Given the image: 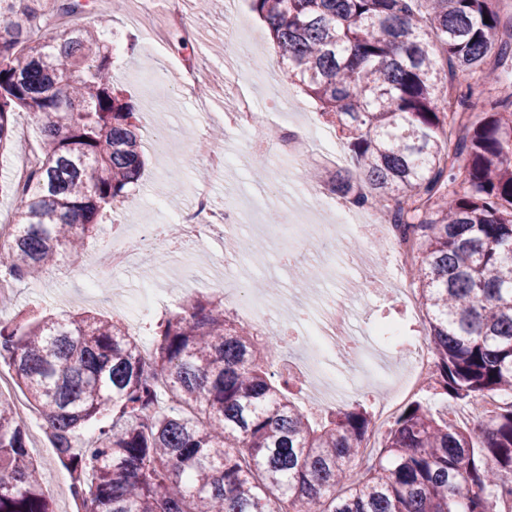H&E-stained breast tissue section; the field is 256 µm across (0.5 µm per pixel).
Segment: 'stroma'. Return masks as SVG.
<instances>
[{"label":"stroma","mask_w":512,"mask_h":512,"mask_svg":"<svg viewBox=\"0 0 512 512\" xmlns=\"http://www.w3.org/2000/svg\"><path fill=\"white\" fill-rule=\"evenodd\" d=\"M161 0L142 6L141 0H91L83 23L97 26L100 36L112 38V74L116 88L125 90L127 100L141 125L146 149V165L139 181L131 185L122 212H105L93 245L87 246L74 262L41 278L16 283L10 306L0 309V320L40 307L57 318L89 312L100 317L122 318L124 306L143 303L148 313L138 325L140 340L151 341L154 324L193 298L222 299L225 309L238 321L256 324L257 316L247 313L244 299L254 295V283H268L283 292L296 288L295 268H304L305 285L320 289L324 296L355 308L359 327L381 321L399 326L404 335L425 331L423 314L402 302L399 289L384 265H377L370 277L376 292H364V274L339 262H324L322 245L316 235L291 242L257 234L250 221H243L235 237L260 255L240 275L239 292L224 291L226 248L222 239L181 242L175 251L153 250L138 258L135 268L122 272L110 287L99 285L95 256L100 243L121 245L132 240L139 225L169 226L172 215L192 200L197 173L205 169L203 159L191 152L193 140L224 129L221 140L235 162L226 176L213 184L212 206L223 209L226 199L239 198L261 222L271 215L280 218L301 216L313 209L310 193L314 187L307 176L316 168L323 174L332 170L322 156L310 154L296 162L277 155L256 157L246 149L247 133L229 126L224 116L236 92L250 88L258 111L269 121L290 126L292 114L315 126L323 120L313 101L285 76L282 59L274 50L265 23L252 13L246 0H235L227 11L225 0H209L198 8L195 0L186 6L194 26L190 43L193 63L219 89L216 97L202 101L186 93L176 75L178 60L173 42L183 31L171 24L161 9ZM278 334L283 349L281 363L300 358L305 323L299 302L289 299L278 305ZM410 358L405 345L390 346L383 354L379 379L362 389L338 392L320 399L297 392L295 402L313 421H321L325 411H338L353 404L374 411L385 396V379ZM31 456L36 459L44 485L50 486L55 512H68L66 487L68 471L58 461L38 413L22 415Z\"/></svg>","instance_id":"35a3bbf8"}]
</instances>
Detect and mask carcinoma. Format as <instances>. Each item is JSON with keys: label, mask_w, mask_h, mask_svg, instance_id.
<instances>
[{"label": "carcinoma", "mask_w": 512, "mask_h": 512, "mask_svg": "<svg viewBox=\"0 0 512 512\" xmlns=\"http://www.w3.org/2000/svg\"><path fill=\"white\" fill-rule=\"evenodd\" d=\"M0 0V149L26 112L40 131L0 270L18 280L74 262L144 166L134 112L112 84V45L91 25L39 35L46 9ZM286 75L344 133L352 166L331 191L412 241L434 357L429 390L455 401L512 396V94L472 87L437 105L441 71L512 78L500 0H248ZM277 336L187 301L160 320L149 357L120 320L34 314L0 322V360L36 405L85 512H499L512 497V406L472 431L419 400L363 459L361 406L314 426L291 377L269 372ZM90 422L97 433L86 440ZM360 471L346 474L351 462ZM0 512H53L20 409L0 399Z\"/></svg>", "instance_id": "1"}]
</instances>
